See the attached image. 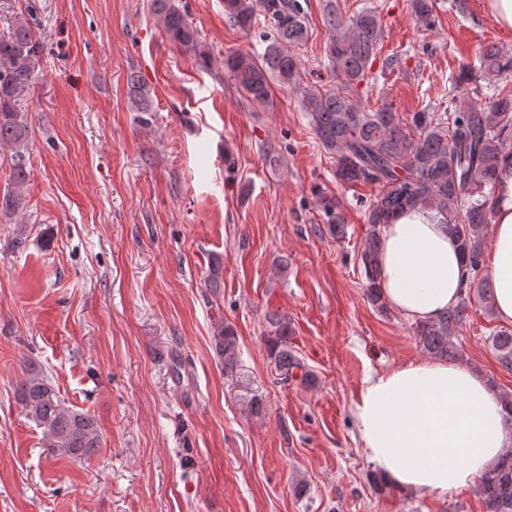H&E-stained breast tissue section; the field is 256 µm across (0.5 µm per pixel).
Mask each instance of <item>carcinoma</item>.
Here are the masks:
<instances>
[{"label":"carcinoma","instance_id":"1","mask_svg":"<svg viewBox=\"0 0 512 512\" xmlns=\"http://www.w3.org/2000/svg\"><path fill=\"white\" fill-rule=\"evenodd\" d=\"M436 0H410L416 21L434 20ZM169 40L186 52L200 48V35L189 20L182 0H152ZM224 13L235 26L248 32L260 19L274 21L275 34L260 56L235 52L224 58V69L251 100L269 102L271 80L291 86L300 74L299 50L306 27L298 0H224ZM330 31L327 67L334 73L332 86L306 85L301 104L315 137L325 151L336 156L334 178L343 187L372 185L377 195L366 205L369 224L360 252L367 281V298L384 311L376 290L380 226L404 209H426L448 225L462 250L465 288L459 301L439 317L415 324V335L424 350L438 358L458 355L455 339L461 335L471 309L472 296L492 308L494 286L481 275L483 245L491 224L488 200L498 181L502 163L512 158V86L494 93L486 104L458 97L457 83L470 79L459 75L448 94L459 101L454 111L416 112L408 117L383 104L366 107L358 87L369 81L382 49L383 28L377 8L365 6L346 16L337 5H326ZM40 37L27 23L16 24L0 34V146L11 148V188L0 196V213L15 215L25 206L24 192L30 181L26 153L30 139L28 114L19 102L41 76ZM489 82L512 78V51L496 44L480 51L473 67ZM131 110L140 124L148 126L158 104L147 85L132 76L128 80ZM329 229L343 231L338 203L321 200ZM271 335L265 337L268 356L278 380L296 378L306 384L313 377L288 346V322L270 318ZM214 349L224 361V371L239 363V344L234 329L226 325L213 336ZM492 345L501 366L512 371V332L500 330ZM300 373H295V370ZM17 403L48 439L49 447L74 460L88 459L102 446L97 420L84 410L65 405L60 391L42 371L33 367L15 391ZM487 512H512V452L503 455L480 479Z\"/></svg>","mask_w":512,"mask_h":512}]
</instances>
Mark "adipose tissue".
Segmentation results:
<instances>
[{
	"instance_id": "adipose-tissue-1",
	"label": "adipose tissue",
	"mask_w": 512,
	"mask_h": 512,
	"mask_svg": "<svg viewBox=\"0 0 512 512\" xmlns=\"http://www.w3.org/2000/svg\"><path fill=\"white\" fill-rule=\"evenodd\" d=\"M494 244L488 274L494 312L512 323V160L489 200ZM378 291L410 322L435 319L463 288V255L446 225L424 209L382 225ZM355 419L379 477L414 494L444 495L473 485L512 450L505 407L487 379L464 362H408L367 376Z\"/></svg>"
}]
</instances>
